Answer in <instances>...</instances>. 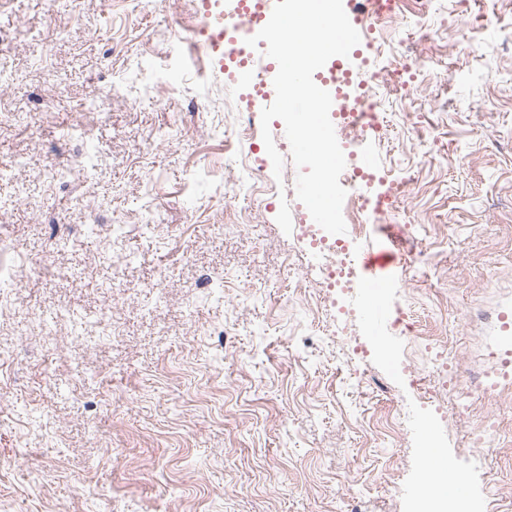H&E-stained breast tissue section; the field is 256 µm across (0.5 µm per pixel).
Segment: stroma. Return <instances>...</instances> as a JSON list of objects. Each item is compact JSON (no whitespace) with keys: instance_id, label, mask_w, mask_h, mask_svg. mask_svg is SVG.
<instances>
[{"instance_id":"obj_1","label":"stroma","mask_w":512,"mask_h":512,"mask_svg":"<svg viewBox=\"0 0 512 512\" xmlns=\"http://www.w3.org/2000/svg\"><path fill=\"white\" fill-rule=\"evenodd\" d=\"M205 2L0 0V512H413L430 444L512 512V395L458 415L434 359L512 350V0H399L362 49L386 72L350 75L382 131L345 159L369 136L366 196L402 189L350 243L399 262L415 332L379 336L363 269L325 288L284 124L277 177Z\"/></svg>"}]
</instances>
